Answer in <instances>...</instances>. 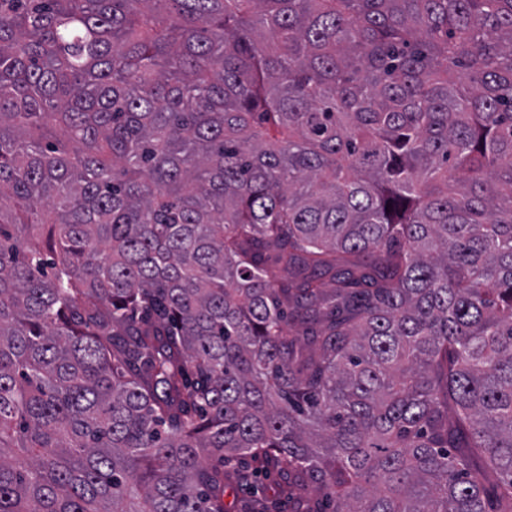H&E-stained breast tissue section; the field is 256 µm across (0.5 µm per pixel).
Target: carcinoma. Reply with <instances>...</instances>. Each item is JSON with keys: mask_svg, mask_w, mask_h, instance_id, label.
<instances>
[{"mask_svg": "<svg viewBox=\"0 0 512 512\" xmlns=\"http://www.w3.org/2000/svg\"><path fill=\"white\" fill-rule=\"evenodd\" d=\"M512 512V0H0V512ZM290 473L288 468H280L258 478V486L263 489L270 500L275 504L270 510L293 512V503L288 499Z\"/></svg>", "mask_w": 512, "mask_h": 512, "instance_id": "carcinoma-1", "label": "carcinoma"}]
</instances>
